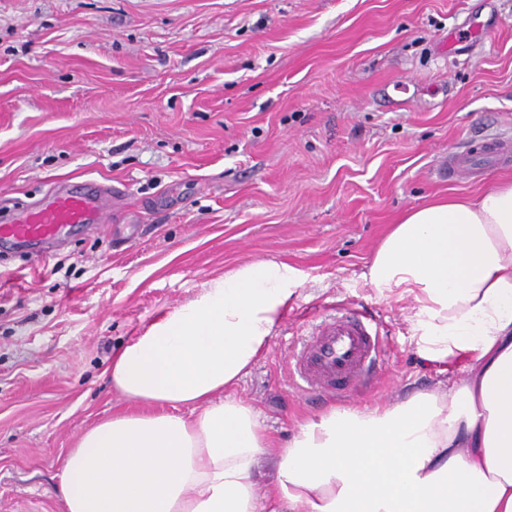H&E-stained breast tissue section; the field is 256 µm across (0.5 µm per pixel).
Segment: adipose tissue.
Instances as JSON below:
<instances>
[{
  "mask_svg": "<svg viewBox=\"0 0 512 512\" xmlns=\"http://www.w3.org/2000/svg\"><path fill=\"white\" fill-rule=\"evenodd\" d=\"M366 277L412 294V342L460 383L330 410L273 447L230 391L267 350L299 285L258 260L214 280L115 352L114 389L143 404L82 433L65 512H512V182L409 210ZM190 406L192 417L179 415ZM275 459L264 501L260 456Z\"/></svg>",
  "mask_w": 512,
  "mask_h": 512,
  "instance_id": "obj_1",
  "label": "adipose tissue"
}]
</instances>
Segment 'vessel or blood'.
<instances>
[{
    "label": "vessel or blood",
    "instance_id": "vessel-or-blood-1",
    "mask_svg": "<svg viewBox=\"0 0 512 512\" xmlns=\"http://www.w3.org/2000/svg\"><path fill=\"white\" fill-rule=\"evenodd\" d=\"M512 158V141L474 140L449 152L440 170L449 180H477ZM102 185L85 181L62 186L47 202L0 224V244L38 246L86 224H104ZM382 330L366 312L347 306L324 313L290 344L288 380L301 397L332 395L338 399L371 389L382 366Z\"/></svg>",
    "mask_w": 512,
    "mask_h": 512
}]
</instances>
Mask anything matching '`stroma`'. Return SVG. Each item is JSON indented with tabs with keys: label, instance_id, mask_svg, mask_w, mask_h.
Returning a JSON list of instances; mask_svg holds the SVG:
<instances>
[{
	"label": "stroma",
	"instance_id": "1",
	"mask_svg": "<svg viewBox=\"0 0 512 512\" xmlns=\"http://www.w3.org/2000/svg\"><path fill=\"white\" fill-rule=\"evenodd\" d=\"M482 34L455 50L451 34ZM512 138V0H0V208L65 182L122 185L112 230L48 259L0 248V512H62L79 435L133 411L112 354L214 278L257 260L301 278L232 391L277 447L332 409L290 389L289 343L336 305L371 310L388 360L369 410L460 381L415 353V302L365 277L392 224L476 183L438 171Z\"/></svg>",
	"mask_w": 512,
	"mask_h": 512
}]
</instances>
